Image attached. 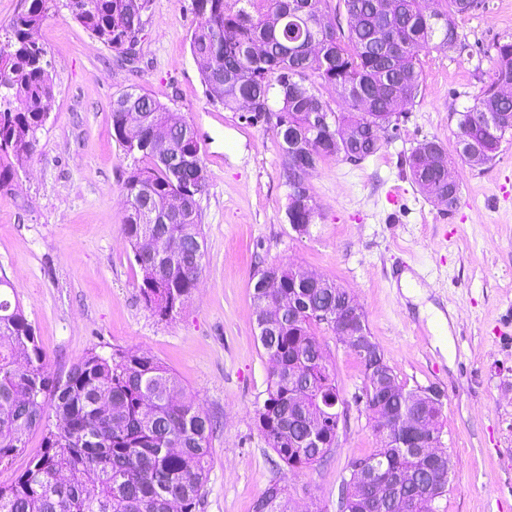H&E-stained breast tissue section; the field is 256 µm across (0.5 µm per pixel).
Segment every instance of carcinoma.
Listing matches in <instances>:
<instances>
[{
	"label": "carcinoma",
	"instance_id": "cac0c4a2",
	"mask_svg": "<svg viewBox=\"0 0 512 512\" xmlns=\"http://www.w3.org/2000/svg\"><path fill=\"white\" fill-rule=\"evenodd\" d=\"M430 14L419 0H395L393 22L373 0H337L347 33L325 21L328 0H192L196 25L191 51L210 101L231 111L244 109L245 121L273 132L284 156L288 224L309 233L316 207L308 176L329 157L361 160L381 147L388 131L421 87L419 54L432 47L463 48L457 18L472 14L483 0H440ZM150 0H67L73 18L111 47L121 60L136 59ZM56 0H21L0 47V184L10 181L36 148L34 134L45 126L52 96L50 66L39 31ZM493 75L482 97L459 113L457 155L470 165L492 162L506 137L512 138V40L493 45ZM333 88L349 108L336 112L310 77ZM140 111L147 123L133 137L124 131L128 112ZM112 132L137 166L124 184L129 209L123 233L141 273L140 292L160 318L180 310L197 288L203 270L200 197L206 167L193 125L171 134V147L158 149L155 129L167 122L169 108L142 89L112 99ZM436 152L443 167L447 154L425 141L408 157L420 193L458 198L459 185L431 169L426 154ZM185 202L179 217L165 214L167 201ZM162 237L179 259L161 265L146 252L148 237ZM269 276L281 287L268 292ZM296 282L288 267L262 270L253 286V306L270 297L283 306L280 324L259 342L272 363L267 397L256 410L258 426L279 463L295 471L321 461L336 447L335 374L328 368L315 327L336 322L318 310L336 306V292ZM307 418L288 412V374L304 363ZM388 386L369 380L374 391L365 408L394 414L407 393L389 364ZM214 423L182 381L163 362L138 350L116 349L108 356L90 352L65 377L51 376L32 324L15 287L0 275V465L26 448V436L42 432L40 451L8 484H0V512H195L211 457ZM380 446L366 457L376 473V488L348 489L340 512H375V502L393 497L402 470L411 481L410 497L437 478L439 496L448 488L450 458L441 450L418 457L412 448ZM253 512H288L285 486L268 485Z\"/></svg>",
	"mask_w": 512,
	"mask_h": 512
}]
</instances>
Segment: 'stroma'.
<instances>
[{"label": "stroma", "instance_id": "1", "mask_svg": "<svg viewBox=\"0 0 512 512\" xmlns=\"http://www.w3.org/2000/svg\"><path fill=\"white\" fill-rule=\"evenodd\" d=\"M136 64L90 35L66 7L40 30L53 95L38 144L0 186V269L45 354L65 375L88 351L136 349L173 369L219 426L196 512H252L267 485L290 512H339L353 461L379 445L358 402L364 369L327 325L315 332L343 403L331 454L291 473L261 434L271 364L257 339L258 270L294 265L336 282L361 306L372 341L409 390L443 396L451 457L440 512H512V142L485 165L454 162L455 206L426 198L407 158L418 143L457 147L458 118L491 81L493 45L512 39V0L459 17L460 51L421 53L422 85L364 160L339 156L309 177V234L286 219L283 156L272 131L206 97L190 37V0H151ZM141 88L194 125L207 171L200 205L204 268L182 310L159 319L122 232L134 164L112 137V98Z\"/></svg>", "mask_w": 512, "mask_h": 512}]
</instances>
